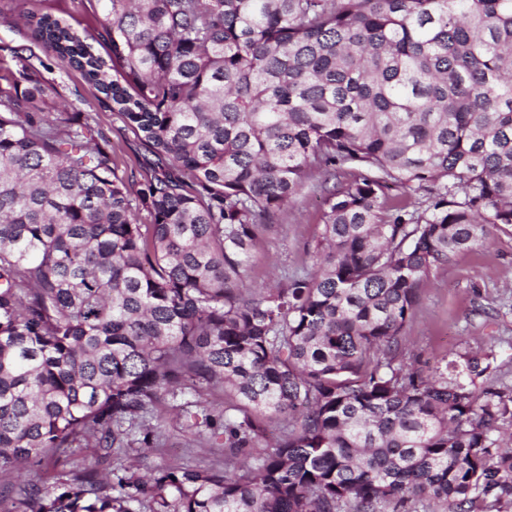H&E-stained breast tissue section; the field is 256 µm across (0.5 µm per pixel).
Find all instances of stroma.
I'll return each mask as SVG.
<instances>
[{
  "label": "stroma",
  "instance_id": "35a3bbf8",
  "mask_svg": "<svg viewBox=\"0 0 512 512\" xmlns=\"http://www.w3.org/2000/svg\"><path fill=\"white\" fill-rule=\"evenodd\" d=\"M27 11L51 13L92 35L98 29L91 0H0V85L21 91L37 79L52 86L58 112L89 115L91 125L112 145L117 175L130 185H139L143 172L137 139L113 114L111 100L89 85L78 70L31 44L19 19ZM21 46L27 52L19 59L14 51ZM322 214L319 193L309 190L280 213L278 223L252 252L245 293L308 265L305 249L318 234ZM405 346L419 368L465 351L491 352L499 382L512 385V228L494 230L487 245L459 253L450 264L432 272L405 330ZM162 432L164 446L144 459V467L211 463L212 448L195 441L175 411H168Z\"/></svg>",
  "mask_w": 512,
  "mask_h": 512
}]
</instances>
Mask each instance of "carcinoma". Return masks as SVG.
I'll return each instance as SVG.
<instances>
[{"label":"carcinoma","instance_id":"obj_1","mask_svg":"<svg viewBox=\"0 0 512 512\" xmlns=\"http://www.w3.org/2000/svg\"><path fill=\"white\" fill-rule=\"evenodd\" d=\"M97 2L105 58L24 26L112 100L144 183L41 81L0 89V474L81 444L135 463L0 483V512H512V388L401 350L432 271L512 226V0ZM314 172L310 265L244 295ZM186 388L231 395L179 404L224 458L139 475Z\"/></svg>","mask_w":512,"mask_h":512}]
</instances>
